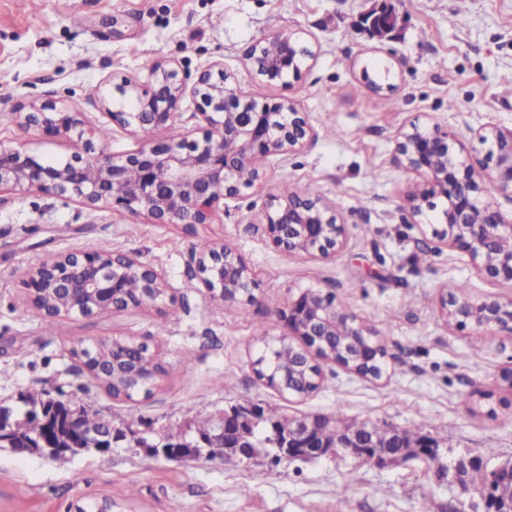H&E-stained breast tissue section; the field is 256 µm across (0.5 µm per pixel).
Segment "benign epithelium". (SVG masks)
I'll return each mask as SVG.
<instances>
[{
  "instance_id": "benign-epithelium-1",
  "label": "benign epithelium",
  "mask_w": 512,
  "mask_h": 512,
  "mask_svg": "<svg viewBox=\"0 0 512 512\" xmlns=\"http://www.w3.org/2000/svg\"><path fill=\"white\" fill-rule=\"evenodd\" d=\"M363 23L370 29H391L394 12L383 3L365 15ZM273 40L280 45L276 55L267 51ZM310 57L312 52L291 33L256 40L244 52L245 65L268 84L285 85L290 78H300ZM189 92L197 105L192 113L198 120L196 128L179 138L165 136L181 120L179 109ZM112 107V124L140 140L137 149L122 155L107 152L95 134L85 135L81 113L54 102L16 113L21 128L33 127L47 138L75 136L81 148L71 159L49 164L24 147H0V191L20 196L38 191L91 210L110 206L154 224L180 225L191 232L199 225L215 223L224 212L225 200L237 198L242 189L263 178V171L254 166L256 158L297 152L313 137L312 126L291 102L257 101L229 82L221 61L203 69L190 90L176 67L158 63L144 84L131 78L112 84ZM479 138L488 144L487 165L480 170L457 158L446 131L413 126L401 133L397 151L406 168L424 179L408 197L410 215L421 217L432 200H445L443 223L431 227V234L465 253L481 274L512 283V218L479 202L490 185L512 191V128L493 127L479 133ZM263 227L275 246L292 254L328 259L347 243L346 225L338 222L332 204L292 191L273 199ZM191 262L194 276L213 301L233 305L255 300L258 282L232 247L221 243L207 253L194 252ZM132 276L142 282L145 295L136 302L123 292L125 280ZM22 285L32 302L49 298L48 307L56 318L62 314L91 317L105 305L114 311L139 308L169 290L162 274L137 255L92 248L64 251L39 261L25 272ZM441 309L458 329L496 328L512 335L511 300L473 302L444 294ZM280 317L288 325V333L280 340L298 336L305 345L301 367L314 376L312 384H320L322 377L318 358L363 377L380 375L384 345L362 320L337 308L334 295L307 289L288 301ZM106 346L102 342L88 350L97 357L94 373L112 377L114 384L139 381L147 356L141 346H125L122 356L110 363L98 357ZM259 413L256 406L226 411L213 419L207 437L167 436L155 453L180 461L222 443L238 459L248 460L258 454L263 442L275 458L288 460L318 459L338 451L374 464L442 455L427 435L407 447L397 438H381L376 426L349 429L325 417L291 420L287 431L274 429L261 442L255 434ZM66 423L71 449L93 445L106 452L112 446L115 430L110 421H101L91 431L75 415L67 416ZM329 426L336 433L331 444L323 439ZM481 465L483 461L476 457H456L448 470V484L463 493L472 491L462 483V473ZM477 494L479 512H512V504L500 503L491 489Z\"/></svg>"
}]
</instances>
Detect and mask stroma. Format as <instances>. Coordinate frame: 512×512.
Segmentation results:
<instances>
[{
  "instance_id": "obj_1",
  "label": "stroma",
  "mask_w": 512,
  "mask_h": 512,
  "mask_svg": "<svg viewBox=\"0 0 512 512\" xmlns=\"http://www.w3.org/2000/svg\"><path fill=\"white\" fill-rule=\"evenodd\" d=\"M396 28L377 37L362 18L377 0H0V146L27 145L61 162L76 138L22 129L17 112L53 101L110 128L108 151L136 139L114 128L105 82L146 80L144 62L177 63L187 83L214 61L258 100L292 101L315 131L303 150L266 158L265 179L227 201L222 223L187 232L108 207L87 210L51 194L0 193V405L46 392L98 410L135 440L107 453L0 448V512H74L110 499L112 512H459L457 490L417 460L386 466L349 455L313 461L259 455L181 462L150 454L154 440L193 429L234 406L278 408L429 434L441 449L493 466L512 458V337L460 330L439 313L442 293L466 283L475 300H512V284L482 275L467 255L412 224L406 196L419 183L397 153L417 124L453 134L460 159L485 162L476 132L512 126V0H388ZM296 34L312 51L288 84L258 80L242 54L255 39ZM381 91H374V84ZM331 201L348 230L329 260L276 248L255 212L286 191ZM224 241L249 264L256 300L232 309L203 286L186 288L198 240ZM135 253L168 281L155 305L90 318L62 316L45 330L21 284L37 260L75 248ZM308 288L333 291L339 309L383 342L381 379L322 365L319 387L281 393L257 377L264 341L286 331L278 312ZM147 343L166 373L151 396H113L76 352L103 340Z\"/></svg>"
}]
</instances>
